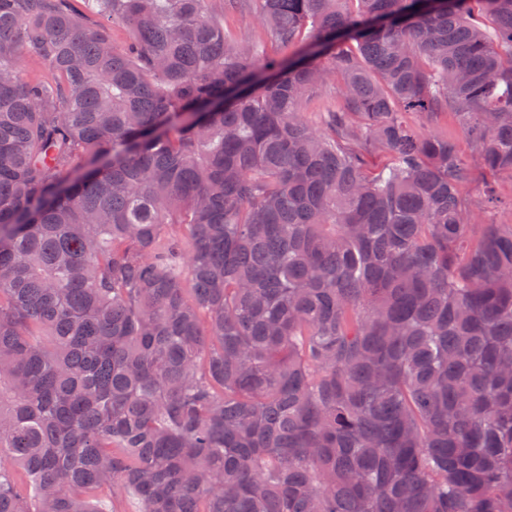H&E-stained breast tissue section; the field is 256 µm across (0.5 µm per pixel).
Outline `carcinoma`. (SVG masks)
I'll return each mask as SVG.
<instances>
[{"instance_id":"carcinoma-1","label":"carcinoma","mask_w":512,"mask_h":512,"mask_svg":"<svg viewBox=\"0 0 512 512\" xmlns=\"http://www.w3.org/2000/svg\"><path fill=\"white\" fill-rule=\"evenodd\" d=\"M210 2L0 0V512H512V0ZM224 23L225 29L232 36L263 48L269 56L292 55L296 49L288 48V53H286V49L271 41L266 28L256 17L253 1H243L237 10L226 15ZM336 84L332 83L318 91L303 107L304 118L313 124L320 121L323 112L335 110L339 106ZM489 186H492L498 201L484 205V197ZM466 193L482 203L477 214L484 224H512V178L508 175L478 176L466 188Z\"/></svg>"}]
</instances>
